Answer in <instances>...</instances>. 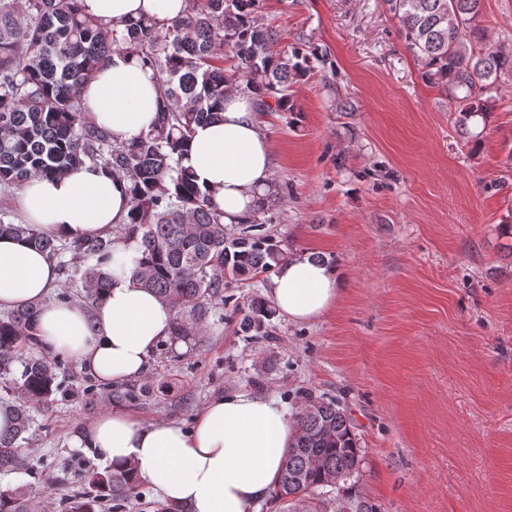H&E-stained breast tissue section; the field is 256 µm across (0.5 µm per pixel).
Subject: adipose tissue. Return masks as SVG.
Wrapping results in <instances>:
<instances>
[{
	"label": "adipose tissue",
	"mask_w": 512,
	"mask_h": 512,
	"mask_svg": "<svg viewBox=\"0 0 512 512\" xmlns=\"http://www.w3.org/2000/svg\"><path fill=\"white\" fill-rule=\"evenodd\" d=\"M185 6V0H81L83 11L103 23L146 16L160 28ZM83 99L95 124L115 142L147 133L163 105L154 71L118 53L85 83ZM186 163L223 209L225 223H238L256 208L270 191L273 155L251 94L229 96L222 122L195 126ZM21 202L31 226L55 238L106 235L129 213V183L85 163L55 179L27 181ZM141 256L136 241L114 244L112 286L89 309L49 301L57 285L52 259L26 237H1L0 309L39 303L36 333L45 352L75 357L105 384L135 378L169 336L173 320L167 303L133 284L130 275ZM269 294L279 315L308 322L338 302L342 277L334 266L292 256L277 268ZM296 436L279 401L235 393L209 401L189 429L168 421L145 424L115 409L100 415L76 444L114 469H134L138 482L190 512H252L275 486Z\"/></svg>",
	"instance_id": "ef3b65f1"
}]
</instances>
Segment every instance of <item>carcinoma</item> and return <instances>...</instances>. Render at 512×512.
<instances>
[{
    "mask_svg": "<svg viewBox=\"0 0 512 512\" xmlns=\"http://www.w3.org/2000/svg\"><path fill=\"white\" fill-rule=\"evenodd\" d=\"M261 0H186L182 15L163 29L147 20L104 25L81 12L79 0H0V188L36 177L64 175L86 161L101 164L130 182L128 220L109 237L70 242L28 224L0 222V236H25L54 257L70 253L92 264L77 269L85 301L94 306L111 287L112 243L133 239L142 258L132 282L154 292L173 312L172 340L202 333L209 304L224 292V279L251 280L287 260L264 230L258 214L267 197L231 231L224 211L211 201L185 164L194 126L224 119V97L249 91L258 111H295L292 80L304 75L302 52L277 50L279 31L259 21ZM407 50L420 62L426 83L448 89L464 126L496 101L498 79L512 72V49L487 52L477 24L483 0H387ZM233 64L224 66L226 51ZM138 59L158 76L163 107L157 124L129 143H114L88 115L83 85L115 53ZM38 307L0 317V375L22 370L10 406L14 422L0 431V470L18 467L17 441L31 425L29 409L58 391L55 366L28 358L39 345ZM275 311L253 301L240 321L249 336L266 333ZM299 435L288 450L275 499L304 512H326L321 490L380 507L355 488L362 449L336 401L307 395L295 416ZM86 490L61 505L62 512H97L138 495L129 470L108 466L85 475ZM45 491L28 486L0 491V512H46Z\"/></svg>",
    "mask_w": 512,
    "mask_h": 512,
    "instance_id": "cac0c4a2",
    "label": "carcinoma"
}]
</instances>
